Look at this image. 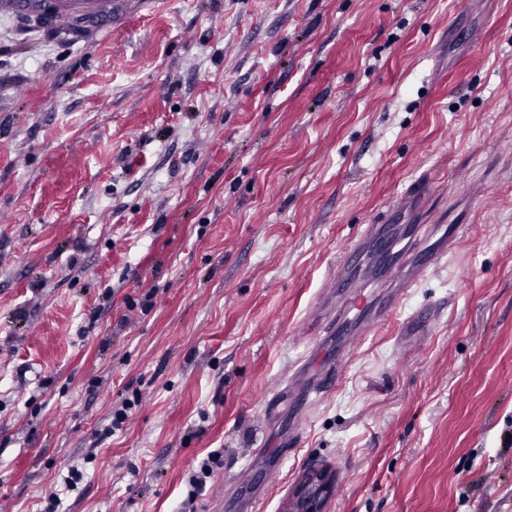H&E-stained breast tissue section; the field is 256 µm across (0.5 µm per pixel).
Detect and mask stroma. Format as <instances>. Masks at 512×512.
<instances>
[{"label": "stroma", "instance_id": "1", "mask_svg": "<svg viewBox=\"0 0 512 512\" xmlns=\"http://www.w3.org/2000/svg\"><path fill=\"white\" fill-rule=\"evenodd\" d=\"M423 174L435 194L400 202ZM393 205L395 251L468 230L267 472L254 433L319 351L300 326ZM416 311L432 328L398 352ZM243 468L258 512L314 469L322 512H512V0H126L78 34L0 15V512H229ZM221 457V452L218 450L210 452L207 459L202 462L197 474L189 479L190 490L188 491V498L190 500H193L206 486L207 479L210 478L213 472V464L219 463Z\"/></svg>", "mask_w": 512, "mask_h": 512}]
</instances>
